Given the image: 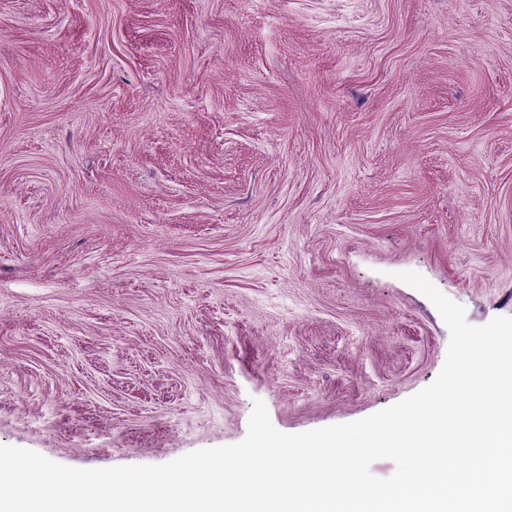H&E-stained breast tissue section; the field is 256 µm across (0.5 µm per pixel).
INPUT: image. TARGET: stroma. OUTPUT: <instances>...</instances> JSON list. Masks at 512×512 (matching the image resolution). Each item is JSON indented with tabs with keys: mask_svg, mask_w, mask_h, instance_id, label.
<instances>
[{
	"mask_svg": "<svg viewBox=\"0 0 512 512\" xmlns=\"http://www.w3.org/2000/svg\"><path fill=\"white\" fill-rule=\"evenodd\" d=\"M512 317V0H0V445L77 469L395 405Z\"/></svg>",
	"mask_w": 512,
	"mask_h": 512,
	"instance_id": "obj_1",
	"label": "stroma"
}]
</instances>
